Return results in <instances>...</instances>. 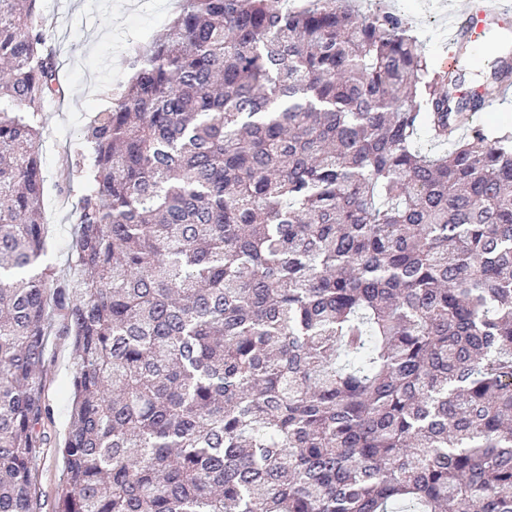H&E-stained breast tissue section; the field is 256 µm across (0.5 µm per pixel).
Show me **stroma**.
I'll use <instances>...</instances> for the list:
<instances>
[{"label":"stroma","instance_id":"1","mask_svg":"<svg viewBox=\"0 0 512 512\" xmlns=\"http://www.w3.org/2000/svg\"><path fill=\"white\" fill-rule=\"evenodd\" d=\"M411 27L432 70L446 45L448 24L460 15L463 0H391ZM48 26V44L63 88L61 98L46 109L38 145L45 177V219L51 235L44 260L59 275H67L75 257L71 233L77 222L73 204L84 191L74 183L71 203H61L53 185L67 170L72 148L94 113L110 103L109 89L130 75L128 48L150 44L165 33L175 16L178 0H37ZM71 340L51 337L45 365L47 399L52 417L45 425L49 443L43 450L37 486L45 504H52L60 486L63 458L60 448L67 431L71 400Z\"/></svg>","mask_w":512,"mask_h":512}]
</instances>
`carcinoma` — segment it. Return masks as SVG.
Returning a JSON list of instances; mask_svg holds the SVG:
<instances>
[{
    "mask_svg": "<svg viewBox=\"0 0 512 512\" xmlns=\"http://www.w3.org/2000/svg\"><path fill=\"white\" fill-rule=\"evenodd\" d=\"M76 150L68 280L36 0H0V512H512V133L386 0H181ZM426 128L438 153L419 147ZM72 345L67 336H51L45 365L46 394L52 408L51 420L46 422L49 444L43 448L37 486L44 512H51V505L60 486L63 458L60 447L67 431L71 400ZM49 510V511H48Z\"/></svg>",
    "mask_w": 512,
    "mask_h": 512,
    "instance_id": "cac0c4a2",
    "label": "carcinoma"
}]
</instances>
